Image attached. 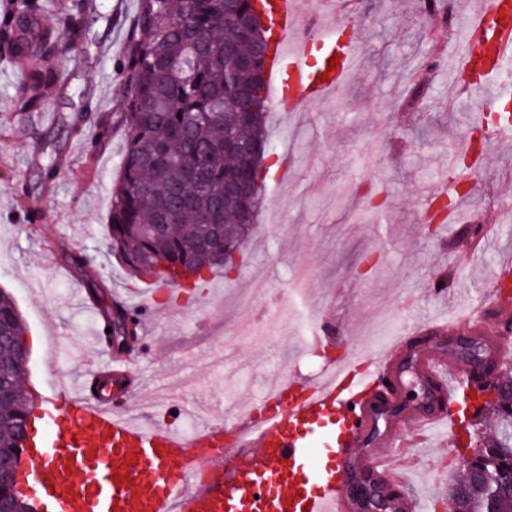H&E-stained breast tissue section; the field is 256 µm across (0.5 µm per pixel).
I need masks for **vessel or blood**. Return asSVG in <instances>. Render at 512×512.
<instances>
[{"mask_svg":"<svg viewBox=\"0 0 512 512\" xmlns=\"http://www.w3.org/2000/svg\"><path fill=\"white\" fill-rule=\"evenodd\" d=\"M272 27L278 43L269 75L276 103L293 112L342 88L353 68L355 40L337 29L313 46L298 20V0H275ZM462 68L471 73L470 94H482L499 63L512 55V0H485L463 24ZM337 68H330L331 59ZM492 329L474 313L436 319L424 330L439 337L460 330L480 335L484 360L473 371L491 378L512 352L502 329L512 324V262L503 261ZM422 388L419 400L403 394V365ZM454 348L438 345L408 352L400 337L362 353L359 365L339 362L309 386L277 384L264 399L246 404L225 423L205 425L192 436L135 422L115 413L107 398L70 388L47 395L38 419L40 436L26 448L22 467L50 512H263L264 486L276 489L278 512H367L355 493L361 481L381 492L403 484L389 435L397 430L422 440L425 431L456 430L454 411L468 392L458 380ZM388 382L386 400L373 399ZM238 429L235 447L225 428ZM122 482H115V475Z\"/></svg>","mask_w":512,"mask_h":512,"instance_id":"1","label":"vessel or blood"}]
</instances>
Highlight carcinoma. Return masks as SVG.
Returning a JSON list of instances; mask_svg holds the SVG:
<instances>
[{"instance_id":"1","label":"carcinoma","mask_w":512,"mask_h":512,"mask_svg":"<svg viewBox=\"0 0 512 512\" xmlns=\"http://www.w3.org/2000/svg\"><path fill=\"white\" fill-rule=\"evenodd\" d=\"M56 0H9L0 9V60L19 73V99L24 109L36 111L54 91L68 86L69 72L60 64L86 38L85 19L96 12L97 0H69L64 18L46 20ZM425 9L448 27L443 0H426ZM266 31L254 0H138V8L125 32L120 66V91L125 111L117 117L86 111L68 117L67 125L80 133L94 119L99 151L122 130L125 140L120 175L112 188L111 232L108 248L136 276L158 278L155 267L186 266L199 270L195 283L217 270L237 267L235 254L247 243L250 227L246 215H256L257 199L264 190L262 165L240 149L268 146L265 116L268 107L265 59L252 54L259 32ZM40 59L31 69L28 60ZM255 96L253 115L241 121L237 102ZM475 163L458 157L448 165V180L455 195L436 196L429 205L428 224L435 226L448 212L469 197V175ZM255 175L257 193L251 197L224 199L225 181ZM220 211L219 224H233L236 232L223 239L206 226L209 216ZM172 224L162 234L155 224ZM215 238L214 249L224 258L208 259L193 251V238ZM71 265L88 286L98 304L104 343L121 351L133 347L138 324L128 310L103 301L105 289L97 274L79 257ZM0 367L10 398L0 402V450L23 447V438L34 420L35 396L27 391V364L18 350L26 346L25 325L10 294L0 291ZM482 465L494 480L478 481L464 469L463 477L448 489L449 512L465 504L468 512H512V403L497 410L492 439L483 443Z\"/></svg>"}]
</instances>
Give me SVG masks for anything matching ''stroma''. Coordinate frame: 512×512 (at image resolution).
I'll return each instance as SVG.
<instances>
[{
	"label": "stroma",
	"mask_w": 512,
	"mask_h": 512,
	"mask_svg": "<svg viewBox=\"0 0 512 512\" xmlns=\"http://www.w3.org/2000/svg\"><path fill=\"white\" fill-rule=\"evenodd\" d=\"M138 0H104L111 21H89L97 52L62 62L102 111L125 109L119 66L127 20ZM319 29L341 26L358 37L353 70L343 90L268 122L275 160L262 208L280 224L257 221L239 272L211 275L207 287L169 307L137 314L140 340L129 354L130 386L113 396L144 423L165 428L192 415L195 427L224 419L236 404L259 399L278 379L314 381L315 365L352 356L361 335L394 334L417 344L414 325L454 315L459 306L489 308L497 263L512 255V140L492 141L479 164L482 182L464 204L488 240L467 254L420 233L417 210L448 178V160L470 130L459 77L458 31L437 32L423 0H353L350 13L326 0H301ZM428 100L420 114L405 104L419 66L433 53ZM19 76L0 65V289L13 298L38 344L29 350L26 385L46 378L88 383L109 353L92 341L91 320L72 291L71 254L96 269L108 298L128 303L143 285L107 249L112 186L122 134L91 152L93 125L68 131L67 95L48 98L39 117L19 110ZM56 149L57 178L32 219L24 190L40 188L39 144ZM372 187L375 198L357 192ZM451 282L449 300L438 287ZM459 433L435 437L430 452L398 448L409 482L436 483L439 497L416 512H444L441 496L460 475V433H491L492 420L469 405Z\"/></svg>",
	"instance_id": "1"
}]
</instances>
